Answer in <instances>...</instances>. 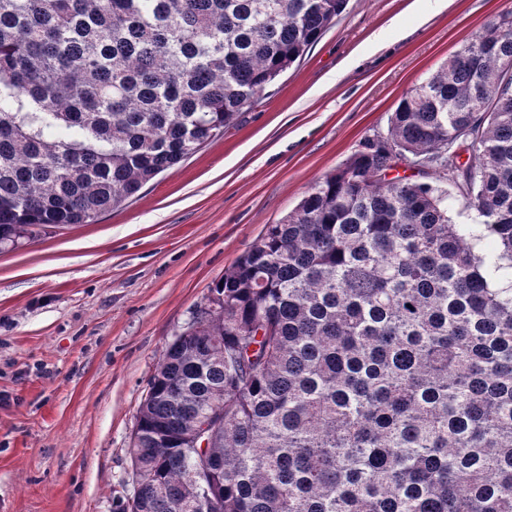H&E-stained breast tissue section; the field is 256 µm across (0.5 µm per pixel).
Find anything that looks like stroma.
Listing matches in <instances>:
<instances>
[{"mask_svg":"<svg viewBox=\"0 0 512 512\" xmlns=\"http://www.w3.org/2000/svg\"><path fill=\"white\" fill-rule=\"evenodd\" d=\"M512 0H349L263 99L92 224L0 246V512H119L168 342L267 225Z\"/></svg>","mask_w":512,"mask_h":512,"instance_id":"stroma-1","label":"stroma"}]
</instances>
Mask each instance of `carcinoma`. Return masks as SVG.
Masks as SVG:
<instances>
[{
    "mask_svg": "<svg viewBox=\"0 0 512 512\" xmlns=\"http://www.w3.org/2000/svg\"><path fill=\"white\" fill-rule=\"evenodd\" d=\"M347 2L0 0V244L92 224L222 136ZM204 307L149 380L121 512H512V12ZM444 188L448 191V216L455 224H481L482 217L478 212L466 206L465 201L459 196L457 189L445 184Z\"/></svg>",
    "mask_w": 512,
    "mask_h": 512,
    "instance_id": "1",
    "label": "carcinoma"
}]
</instances>
